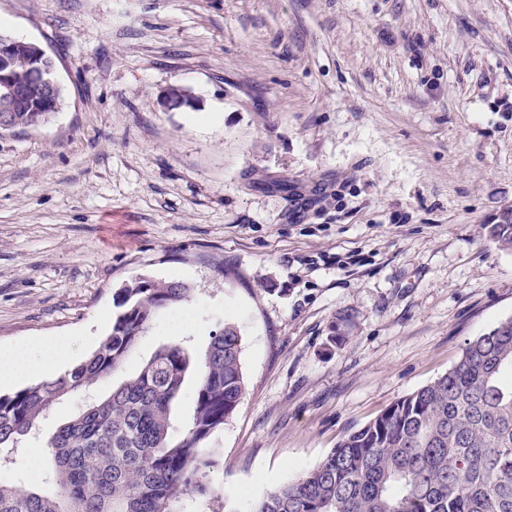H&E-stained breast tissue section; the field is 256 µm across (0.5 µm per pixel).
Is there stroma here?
<instances>
[{"label":"stroma","mask_w":512,"mask_h":512,"mask_svg":"<svg viewBox=\"0 0 512 512\" xmlns=\"http://www.w3.org/2000/svg\"><path fill=\"white\" fill-rule=\"evenodd\" d=\"M0 31L64 88L0 134V347L81 361L138 278L192 293L120 378L240 331L217 496L183 512H251L512 317V250L486 233L512 210V0H0Z\"/></svg>","instance_id":"stroma-1"}]
</instances>
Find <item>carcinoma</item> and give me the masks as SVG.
Returning <instances> with one entry per match:
<instances>
[{"label":"carcinoma","mask_w":512,"mask_h":512,"mask_svg":"<svg viewBox=\"0 0 512 512\" xmlns=\"http://www.w3.org/2000/svg\"><path fill=\"white\" fill-rule=\"evenodd\" d=\"M56 70L41 45L13 38L0 64L27 95L0 133L34 129L59 110L43 99ZM512 250V212L487 225ZM182 282L140 278L115 292L112 328L76 366L0 396V453L17 447L65 399L117 371L156 313L190 297ZM195 404L175 430L172 408L191 375ZM245 392L241 334L232 323L197 355L165 346L139 372L93 398L46 441L52 488L0 484V512H181L187 496L212 497V433ZM252 512H512V318L471 339L444 375L348 434L314 467L267 493Z\"/></svg>","instance_id":"carcinoma-1"}]
</instances>
